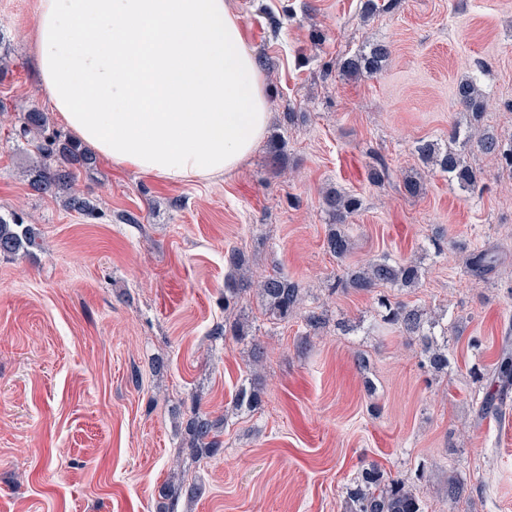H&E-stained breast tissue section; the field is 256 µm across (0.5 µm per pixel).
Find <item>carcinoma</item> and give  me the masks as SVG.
Listing matches in <instances>:
<instances>
[{"label": "carcinoma", "instance_id": "1", "mask_svg": "<svg viewBox=\"0 0 512 512\" xmlns=\"http://www.w3.org/2000/svg\"><path fill=\"white\" fill-rule=\"evenodd\" d=\"M389 56V49L376 44L367 52L345 59L341 70L357 76L363 72L381 70ZM458 103L468 114L469 123L464 128L454 127L448 144L440 146L432 141L418 145L417 151L428 164L448 175V180L462 191L471 190L481 180V172L467 160V153L478 151L493 156L507 168L512 169V141L505 144L493 132L485 129L472 133L481 119L484 101L476 81L461 80L455 91ZM18 136L32 147L35 163L26 170L30 188L43 195H49L63 202L64 206L79 214L93 211L90 201L74 189L75 182L83 172L96 167V158L82 144L60 131L49 130L45 112L29 107L18 117ZM323 205L333 220V228L326 237L328 252L339 261H344L353 250V239L345 228L346 218L359 209L360 200L341 190L329 192L323 198ZM40 246V237L33 228L22 223L15 215H0V256L12 257L20 252ZM495 256L488 251H477L469 255L467 266L471 273L483 276L492 270ZM228 273L224 278V310L236 307L248 292H253L267 314L275 320L287 322L303 315L307 327L316 330L325 323L324 315L314 310L301 312L302 289L284 275L268 274L254 282L248 275V262L244 253L231 249L226 257ZM419 263L411 260H395L386 256L370 260L358 267L346 266L337 280L330 284V293L336 291H370L378 286L412 288L422 279ZM385 308L384 321L397 328L405 336H417L422 342L421 362L435 371L448 367V327L435 333L439 322L425 317L423 310L403 302L391 303L381 300ZM489 388L481 398L478 414L482 417L499 415L507 405L508 393L512 391V340L505 339L497 356L494 368L489 373ZM260 400L259 388L255 385L239 389L235 406L241 410L251 409ZM222 420L210 419L200 412L191 411L186 420L187 444L215 456L221 450L220 428ZM201 488L192 484L170 482L162 489L164 497L170 500L168 512H175L181 494L192 499ZM347 512H423L421 502L409 484L398 477L389 476L381 467L371 464L362 469L346 487Z\"/></svg>", "mask_w": 512, "mask_h": 512}]
</instances>
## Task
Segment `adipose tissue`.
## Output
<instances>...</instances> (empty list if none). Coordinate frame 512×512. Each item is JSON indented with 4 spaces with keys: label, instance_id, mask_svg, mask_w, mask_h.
<instances>
[{
    "label": "adipose tissue",
    "instance_id": "1",
    "mask_svg": "<svg viewBox=\"0 0 512 512\" xmlns=\"http://www.w3.org/2000/svg\"><path fill=\"white\" fill-rule=\"evenodd\" d=\"M36 79L95 155L172 182L233 174L269 103L230 0H37Z\"/></svg>",
    "mask_w": 512,
    "mask_h": 512
}]
</instances>
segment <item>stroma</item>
Wrapping results in <instances>:
<instances>
[{"instance_id": "stroma-1", "label": "stroma", "mask_w": 512, "mask_h": 512, "mask_svg": "<svg viewBox=\"0 0 512 512\" xmlns=\"http://www.w3.org/2000/svg\"><path fill=\"white\" fill-rule=\"evenodd\" d=\"M230 2L265 84V139L234 174L192 183L99 159L77 182L96 208L86 217L22 177L15 115L49 108L29 40L36 0H0V213H22L43 242L0 257V512H166L161 489L180 471L202 492L177 512H344L345 486L373 463L409 478L425 512H512V413L475 414L512 328V173L469 152L484 178L463 193L417 152L462 120L467 77L485 97L482 126L512 137V0H376L368 17L364 0ZM376 43L391 50L379 73L341 72ZM376 158L381 184L367 178ZM331 188L361 201L349 265L411 258L418 287L328 294L340 272L324 247ZM234 247L253 277L298 282L325 325L272 322L248 295V336H214ZM477 249L497 257L480 278L466 268ZM383 295L452 314L447 372L421 367L419 341L382 322ZM253 373L261 403L235 415ZM196 404L225 421L216 456L187 446ZM453 477L467 487L456 504Z\"/></svg>"}]
</instances>
